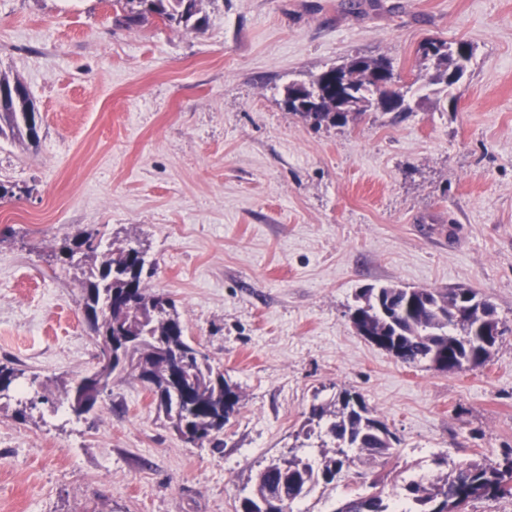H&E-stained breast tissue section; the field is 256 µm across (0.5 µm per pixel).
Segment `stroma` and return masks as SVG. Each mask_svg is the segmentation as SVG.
<instances>
[{"label": "stroma", "mask_w": 512, "mask_h": 512, "mask_svg": "<svg viewBox=\"0 0 512 512\" xmlns=\"http://www.w3.org/2000/svg\"><path fill=\"white\" fill-rule=\"evenodd\" d=\"M201 29L117 23L113 0H0V73L40 139L0 137V512H239L260 466L348 389L400 439L399 467L512 448V0H201ZM465 41L451 87L420 43ZM389 58L412 110L313 127L285 89ZM103 227L138 245L186 337L240 395L224 445L181 439L130 374L90 414L63 383L99 342L54 253ZM468 287L504 333L484 366L406 364L350 319L368 287ZM24 417H17V410Z\"/></svg>", "instance_id": "1"}]
</instances>
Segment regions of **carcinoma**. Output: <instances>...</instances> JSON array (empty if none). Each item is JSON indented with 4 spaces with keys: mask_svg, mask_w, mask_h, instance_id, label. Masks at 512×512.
I'll return each instance as SVG.
<instances>
[{
    "mask_svg": "<svg viewBox=\"0 0 512 512\" xmlns=\"http://www.w3.org/2000/svg\"><path fill=\"white\" fill-rule=\"evenodd\" d=\"M122 4V19L139 23L150 16L169 27L199 29V0H114ZM423 59L433 62L432 81L450 87L464 74L471 55L457 56L448 43L426 39L420 45ZM393 68L387 58H354L341 69L358 76L347 88L359 96L363 109L386 106L396 92L371 79L381 67ZM323 93L321 101L298 110L290 98L285 107L313 126H338L348 118L336 120L335 100L325 74L308 82ZM0 136L11 134L39 141L40 126L25 87L0 74ZM99 231L90 230L61 240L56 260L81 273L84 312L89 330L99 340L95 357L97 386L89 389L87 399L98 404L112 387L116 375L130 370L137 374L151 396L158 413L177 431L187 429L195 442L220 445L224 425L236 411L240 396L237 388L224 379V372L208 358H199V350L186 338V327L175 302L162 293H151L144 285L145 251L129 246L111 249L100 255ZM364 303L353 314L357 328L370 342L407 364L440 360L447 365L442 372H456L467 365H484L498 338L488 345L473 340L476 326L500 325L495 307L470 288L370 287L363 292ZM166 346L184 360L181 383L188 394L181 407L172 409L169 396L173 387L167 361L158 353ZM25 370L12 362H0V393ZM308 422L316 424L334 444L333 455H322L315 466L309 458L292 448L288 454L269 461L258 470L254 484L240 498V512H294L316 488L336 483L350 465L359 462L372 468L397 458L399 440L389 425L373 415L361 395L347 389L330 400L311 407ZM439 473L429 479L403 469L397 472L398 499L406 512H455L456 498L462 505L476 500L512 498V486L505 487L502 467L512 472V450L496 460H470L455 463L446 456L433 459ZM331 512H394L392 500L372 481L369 489L340 500Z\"/></svg>",
    "mask_w": 512,
    "mask_h": 512,
    "instance_id": "cac0c4a2",
    "label": "carcinoma"
}]
</instances>
